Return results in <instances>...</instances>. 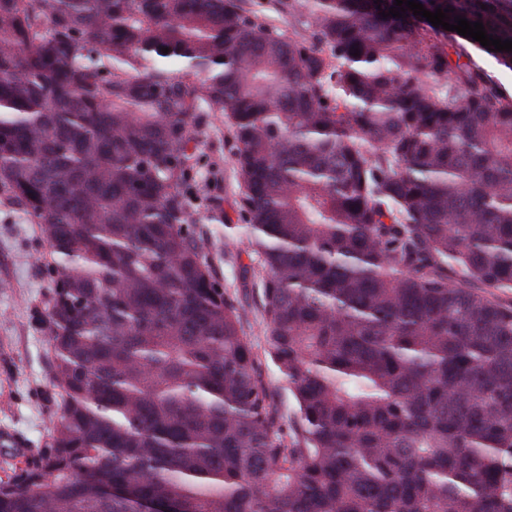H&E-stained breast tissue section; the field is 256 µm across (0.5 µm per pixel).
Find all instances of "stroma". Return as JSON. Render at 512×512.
<instances>
[{
    "mask_svg": "<svg viewBox=\"0 0 512 512\" xmlns=\"http://www.w3.org/2000/svg\"><path fill=\"white\" fill-rule=\"evenodd\" d=\"M219 161L224 171L218 188L224 221L216 224L206 219L202 225L216 245L232 238L240 265H248L252 258L247 229L239 217L243 181L231 159ZM46 254L40 225L29 223L0 196V478L19 471L50 442L59 410L47 316L53 288L42 271ZM239 267L222 263L216 272L225 289L241 294L249 306L248 334L260 351L265 337L259 296L244 292Z\"/></svg>",
    "mask_w": 512,
    "mask_h": 512,
    "instance_id": "35a3bbf8",
    "label": "stroma"
}]
</instances>
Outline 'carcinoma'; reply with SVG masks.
<instances>
[{
  "mask_svg": "<svg viewBox=\"0 0 512 512\" xmlns=\"http://www.w3.org/2000/svg\"><path fill=\"white\" fill-rule=\"evenodd\" d=\"M394 2L0 0V192L63 391L0 512H512V97ZM417 2L512 40V0ZM213 112L286 419L196 227ZM280 1L288 0H242L241 3L258 16L259 22L288 30V12ZM262 374L265 382L275 393V404L279 414L288 417V414L293 410V401L288 395L286 382L277 368L267 362L262 366Z\"/></svg>",
  "mask_w": 512,
  "mask_h": 512,
  "instance_id": "cac0c4a2",
  "label": "carcinoma"
}]
</instances>
